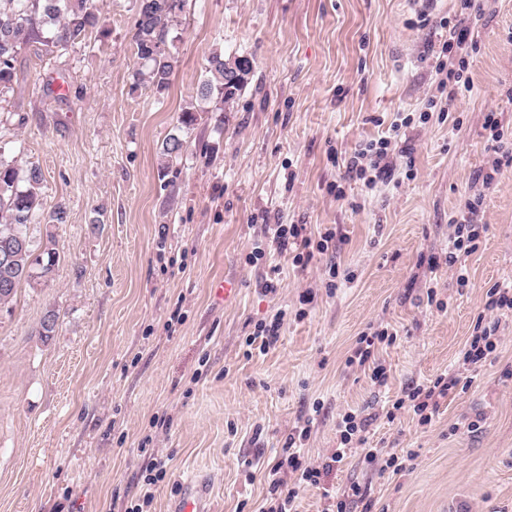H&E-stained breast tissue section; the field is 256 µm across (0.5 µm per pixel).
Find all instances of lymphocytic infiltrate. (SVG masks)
Segmentation results:
<instances>
[{
  "label": "lymphocytic infiltrate",
  "instance_id": "obj_1",
  "mask_svg": "<svg viewBox=\"0 0 512 512\" xmlns=\"http://www.w3.org/2000/svg\"><path fill=\"white\" fill-rule=\"evenodd\" d=\"M461 14L448 28V36L438 47L435 65V88L428 99L429 107L447 109L456 99L474 88L470 57L476 48L473 20L484 10V0H459ZM410 118L390 124V134L376 141L359 144L346 162L348 179L360 182L368 191H376L391 175L395 145L403 128L409 127ZM487 133V151L491 161L480 175L481 183L472 187L468 197L450 221L448 248L430 256V271L448 267L459 287L469 284L468 270L462 259L474 253L487 231L481 221V210L486 193L497 184L502 160L508 143L512 142V119L503 113L491 112L484 118ZM302 224H272L267 232L278 253H290L295 265H307L314 256L332 252L336 232L327 228L318 237L305 233ZM512 317V282L496 283L488 289L482 312L478 315L471 336L460 351V357L447 374L425 384L407 387L402 396L392 400L379 412L380 418L394 421L397 411H412L419 424L431 423L440 402L462 382L463 374L477 370L496 351L500 341L503 318ZM393 335L381 328L362 334L350 350L346 364L351 368L369 371L371 380L378 386L388 382L386 369L379 362L378 353L383 344L392 342ZM370 425L362 412L345 413L337 423L336 446L329 449L320 464L307 461L305 445L311 435L310 424L295 427L273 465L267 467L264 479L268 494L258 512H297L296 500L301 489L321 484L323 471L342 464L351 454L354 445H364Z\"/></svg>",
  "mask_w": 512,
  "mask_h": 512
}]
</instances>
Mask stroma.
I'll return each mask as SVG.
<instances>
[{
	"label": "stroma",
	"mask_w": 512,
	"mask_h": 512,
	"mask_svg": "<svg viewBox=\"0 0 512 512\" xmlns=\"http://www.w3.org/2000/svg\"><path fill=\"white\" fill-rule=\"evenodd\" d=\"M93 3L103 25L66 53L29 41L0 93V140L15 142L19 165H40L45 209L66 212L29 228L55 243L52 276L0 308V512H124L158 455L170 469L144 512H169L190 471L213 486L210 512H255L260 474L292 427L311 420L308 460L319 463L344 413L378 412L407 384L446 373L488 289L512 278V165L485 198L468 286L418 264L446 246L448 220L486 166V113H512V0L485 4L475 88L451 110L460 130L435 117L412 125L391 187L371 197L344 183L341 200L329 186L355 148L431 93L439 20L456 0L424 13L407 0H186L161 95L133 81L135 0ZM216 50L249 57V82L225 111L182 127ZM173 134L183 151L171 161ZM271 224L335 228L336 254L248 264ZM332 263L353 284L328 288ZM227 278L240 288L228 301L214 290ZM267 280L276 293L262 292ZM279 309L277 343L248 353L255 324ZM50 310L59 322L44 339ZM379 325L396 335L379 351L382 389L346 365ZM500 336L430 424L402 410L369 427L366 448L413 454L405 470H379L355 449L321 488L300 491L299 512H320L322 488L353 483L373 512H512V320Z\"/></svg>",
	"instance_id": "stroma-1"
}]
</instances>
